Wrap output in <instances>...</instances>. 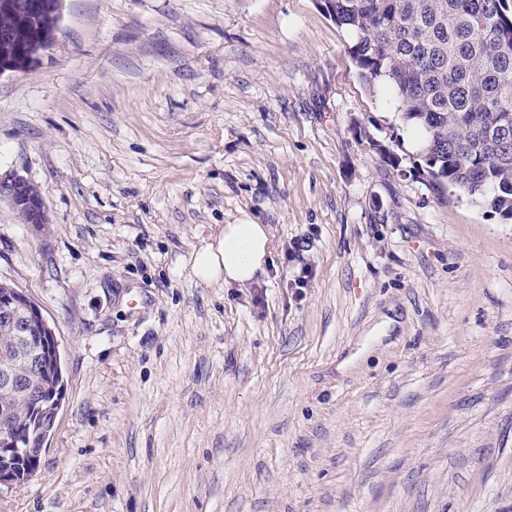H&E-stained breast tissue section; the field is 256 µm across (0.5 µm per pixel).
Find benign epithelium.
I'll return each mask as SVG.
<instances>
[{"mask_svg":"<svg viewBox=\"0 0 512 512\" xmlns=\"http://www.w3.org/2000/svg\"><path fill=\"white\" fill-rule=\"evenodd\" d=\"M1 198L7 199L12 208L24 216L26 223H47L40 189L28 179L15 174L0 176ZM0 319L9 323L20 336L27 339L41 337L43 344L41 348L28 349L19 365L6 355L0 357V396L3 397V404H9L16 394L24 392L34 402V409L40 412V420L31 424L24 436L9 418L8 412L0 414V494H3L33 475L31 471L18 473L10 463L9 456L18 447V438L22 436L28 440L32 435L38 437L40 447L26 448L24 452L30 456H40L65 393L47 402L44 393L36 387L39 375L52 376L60 355L55 332L39 305L22 290L11 288L6 295L0 296Z\"/></svg>","mask_w":512,"mask_h":512,"instance_id":"7a95c632","label":"benign epithelium"}]
</instances>
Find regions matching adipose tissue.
<instances>
[{"instance_id":"1","label":"adipose tissue","mask_w":512,"mask_h":512,"mask_svg":"<svg viewBox=\"0 0 512 512\" xmlns=\"http://www.w3.org/2000/svg\"><path fill=\"white\" fill-rule=\"evenodd\" d=\"M271 233L264 224H227L190 258L194 279L206 285L252 284L270 258Z\"/></svg>"}]
</instances>
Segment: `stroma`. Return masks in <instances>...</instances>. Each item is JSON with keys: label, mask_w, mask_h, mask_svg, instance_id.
I'll return each mask as SVG.
<instances>
[{"label": "stroma", "mask_w": 512, "mask_h": 512, "mask_svg": "<svg viewBox=\"0 0 512 512\" xmlns=\"http://www.w3.org/2000/svg\"><path fill=\"white\" fill-rule=\"evenodd\" d=\"M350 44L320 0H64L0 75V174L48 218L0 202V282L66 385L0 512H512V221L354 137L400 120ZM246 222L265 275L197 283ZM8 200L14 210L25 218V224H47L40 189L19 175L0 176V199ZM270 253L271 233L266 224H224L191 255V272L205 285L231 282L246 286L265 269Z\"/></svg>", "instance_id": "1"}]
</instances>
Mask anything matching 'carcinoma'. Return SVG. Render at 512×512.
<instances>
[{
    "instance_id": "cac0c4a2",
    "label": "carcinoma",
    "mask_w": 512,
    "mask_h": 512,
    "mask_svg": "<svg viewBox=\"0 0 512 512\" xmlns=\"http://www.w3.org/2000/svg\"><path fill=\"white\" fill-rule=\"evenodd\" d=\"M34 0L0 12V59H21L53 34ZM352 39L349 56L370 90L394 102L417 136L414 175L453 189L502 220H512V0H323ZM383 161L403 157L378 141ZM18 395L13 417L33 418Z\"/></svg>"
}]
</instances>
